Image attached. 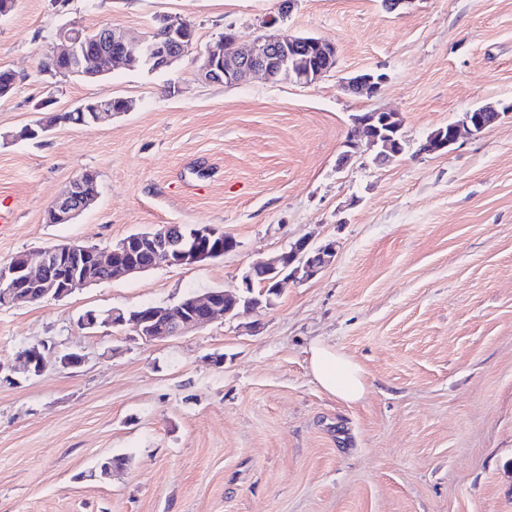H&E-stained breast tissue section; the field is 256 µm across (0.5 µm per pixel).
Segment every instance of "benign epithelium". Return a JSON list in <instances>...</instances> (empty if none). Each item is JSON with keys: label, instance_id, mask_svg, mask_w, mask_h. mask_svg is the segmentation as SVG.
I'll return each mask as SVG.
<instances>
[{"label": "benign epithelium", "instance_id": "7a95c632", "mask_svg": "<svg viewBox=\"0 0 512 512\" xmlns=\"http://www.w3.org/2000/svg\"><path fill=\"white\" fill-rule=\"evenodd\" d=\"M170 45L165 48L145 36L137 46H132L125 35L116 28L105 25L101 29L105 43L112 47L114 62L129 69L139 65L163 63L170 67L178 62L185 51L180 49L185 35L194 32V24L181 16H168ZM83 28L75 23L62 26L57 30V44L47 54L51 60L65 58L69 66L61 73L82 71L89 75L94 65L92 57L95 51L82 40ZM336 47L320 38L301 36L288 30L274 27L264 22L260 29L249 35H241L232 27L227 28L224 37L209 44L202 54L199 71L209 80L224 75V83L232 85L244 74L255 73L265 80H271V70L276 67L280 75L301 84H312L337 64ZM385 77L374 71H362L343 79V88L348 92L360 90L370 96L380 93ZM75 112L90 113V123L100 124L112 119V99L85 101L75 108ZM501 111L493 105L482 106L465 113L459 122L448 124V132L438 135L424 143L428 155L443 154L454 146L461 135V129L467 128L472 134H479L497 121ZM353 122L364 141L350 140L347 150L337 160V168H344L351 159L363 152L372 157L377 165H384L401 155L402 122L398 114L385 111L363 112L353 118ZM85 175L70 180L63 192L52 203L55 214L70 219L81 213L89 201L82 193ZM220 237L219 230L211 225H195L189 229L180 224H169L160 231L135 233L116 244L100 249L96 246L77 242H64L40 250L32 255L27 253L0 266V306H18L31 299L32 294L17 288L20 281L37 285L38 296L45 299L61 300L79 288L99 281L95 269H107L112 278L118 279L136 273H142L155 265L160 258L172 266H193L210 260L231 247L212 246ZM149 252L150 260L139 263L126 259L132 252ZM336 257V241L328 240L313 245L307 239L300 238L292 242L288 249L258 260L270 281L284 285L288 280H307L316 276L330 265ZM248 267L237 284L224 290V298L212 293L195 294L189 298L188 309L175 312L170 305L148 304L144 307L142 320L126 321L121 310L104 313L92 310L83 314L80 324L85 329L97 327L123 326L136 332L148 341H162L205 326L219 317L234 319L239 316L237 310L243 299L242 292L253 287ZM245 310L254 312L262 309V304L251 303ZM45 345L32 346L19 355L15 369L38 374L45 365Z\"/></svg>", "mask_w": 512, "mask_h": 512}]
</instances>
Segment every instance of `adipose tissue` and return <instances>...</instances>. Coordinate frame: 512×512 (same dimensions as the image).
<instances>
[{
    "label": "adipose tissue",
    "mask_w": 512,
    "mask_h": 512,
    "mask_svg": "<svg viewBox=\"0 0 512 512\" xmlns=\"http://www.w3.org/2000/svg\"><path fill=\"white\" fill-rule=\"evenodd\" d=\"M309 368L319 385L331 396L347 403L359 402L366 390L359 364L321 344L309 349Z\"/></svg>",
    "instance_id": "1"
}]
</instances>
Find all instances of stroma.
Returning a JSON list of instances; mask_svg holds the SVG:
<instances>
[{
    "label": "stroma",
    "mask_w": 512,
    "mask_h": 512,
    "mask_svg": "<svg viewBox=\"0 0 512 512\" xmlns=\"http://www.w3.org/2000/svg\"><path fill=\"white\" fill-rule=\"evenodd\" d=\"M18 0L0 18V265L61 242L99 248L166 224H210L239 243L61 300L0 308V362L55 346L40 375L0 380V512H512V112L444 155L439 126L512 102V0ZM184 16L195 42L173 67L94 81L41 73L57 29L109 23L139 39ZM261 20L338 48L311 85L201 78L206 46ZM373 70V97L342 87ZM132 108L103 125L16 132L87 100ZM392 110L404 152L336 162L353 115ZM96 204L46 212L79 173ZM334 263L257 313L166 341L88 330L86 311L170 304L232 286L299 238ZM363 369L356 404L329 396L308 350ZM59 351L82 362L62 367ZM127 457L101 476L100 463Z\"/></svg>",
    "instance_id": "stroma-1"
}]
</instances>
